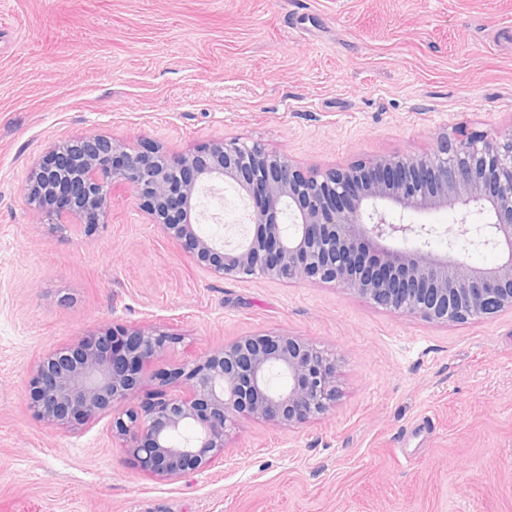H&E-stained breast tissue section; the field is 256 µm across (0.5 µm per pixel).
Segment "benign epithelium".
Here are the masks:
<instances>
[{"label":"benign epithelium","mask_w":512,"mask_h":512,"mask_svg":"<svg viewBox=\"0 0 512 512\" xmlns=\"http://www.w3.org/2000/svg\"><path fill=\"white\" fill-rule=\"evenodd\" d=\"M233 186L254 233L234 245L199 231L201 193ZM116 187L196 264L218 277L333 283L374 306L463 324L512 309V131L487 138L464 126L424 155L396 154L303 174L287 156L221 139L192 152L141 150L89 134L47 151L26 187L40 222L69 216L92 231ZM444 207L487 214L448 226V253L427 250L435 229L407 219ZM291 221L286 225L285 221ZM468 245L489 246L498 264L474 267ZM156 326H108L49 353L28 382L29 406L45 423L77 428L131 399L148 359L175 343ZM284 382L273 386L271 378ZM185 381L188 395L167 386ZM336 362L290 335L243 337L186 368L159 376L151 401L112 418V430L155 474L182 478L224 453L241 418L294 427L336 403Z\"/></svg>","instance_id":"1"}]
</instances>
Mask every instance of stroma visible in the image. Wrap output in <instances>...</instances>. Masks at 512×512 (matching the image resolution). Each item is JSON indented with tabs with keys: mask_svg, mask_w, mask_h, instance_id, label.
Returning a JSON list of instances; mask_svg holds the SVG:
<instances>
[{
	"mask_svg": "<svg viewBox=\"0 0 512 512\" xmlns=\"http://www.w3.org/2000/svg\"><path fill=\"white\" fill-rule=\"evenodd\" d=\"M463 125L512 130V0H0V512H512V310L436 324L330 284L218 279L127 192L104 224L35 223L39 156L97 133L182 153L258 143L308 172L422 155ZM484 215L440 208L439 228ZM155 324L154 375L285 333L336 361V405L240 420L223 457L165 480L104 414L29 407L34 366L76 336Z\"/></svg>",
	"mask_w": 512,
	"mask_h": 512,
	"instance_id": "35a3bbf8",
	"label": "stroma"
}]
</instances>
